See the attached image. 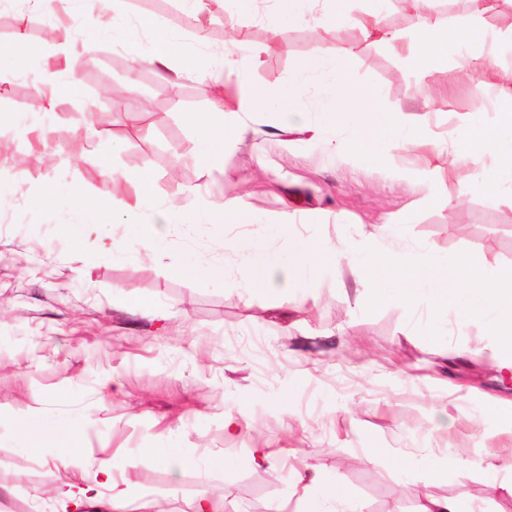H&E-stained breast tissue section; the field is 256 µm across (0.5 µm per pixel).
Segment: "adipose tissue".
<instances>
[{"label": "adipose tissue", "mask_w": 512, "mask_h": 512, "mask_svg": "<svg viewBox=\"0 0 512 512\" xmlns=\"http://www.w3.org/2000/svg\"><path fill=\"white\" fill-rule=\"evenodd\" d=\"M368 2L369 6L362 14L354 15L349 10L350 0H273L267 24L275 32L284 25L302 22L311 5L318 3L326 14L336 21L354 25L364 37L402 48L408 60L423 70L447 64L449 47L462 49L459 67L492 79L497 89L495 116L487 123L472 112L453 113V138L448 151L450 178L442 201L453 206L474 193L489 198L512 197V68H498L492 59L475 52L476 47L494 38L482 22L484 0H471V11L455 17L443 28L429 21L432 0H406L417 20V38L405 46L401 45L399 35L379 25V16L387 0ZM141 26L150 34L147 53L150 63L167 70L177 59L184 68L194 69L195 45L180 43L172 32L155 20H144ZM349 57V52L339 47L324 55L305 58L288 86L276 90L251 88L237 96L235 103L244 112H277L287 117L289 125L325 132L327 146L348 148L372 162L412 148L435 151L438 144L430 138L423 122L404 119L398 113L384 110L380 92L371 82L348 80ZM312 84L320 93L318 111L313 116L308 115L303 106L305 91ZM190 123L194 131L191 149L208 167L223 163L225 142L245 133L244 127L230 125L220 102L211 111L192 115ZM338 128L344 135L337 141L332 134ZM482 156L494 157L495 166H478L477 161ZM465 163L472 164L471 173L465 178H456V171ZM101 172L134 188L132 197L120 206L124 224L133 229L132 236L112 237L103 243L104 248L115 255L145 253L164 257L171 243L170 229L175 224L219 226L252 220L238 194L225 196L220 202L197 197L163 204L155 197V176L150 169L119 172L105 164ZM41 203L50 211L65 207L90 213L97 209L82 187H62L52 182L45 184ZM238 248L244 254L241 278L245 287L251 291L277 290L285 297L297 284L314 281L324 265L336 259L335 245L305 236L291 238L284 254L243 242ZM145 461L175 471L203 467L213 473L226 472L236 465L235 459L226 454L203 458L191 448L153 445L135 449L113 461H95L77 481L62 486L60 494L79 503L99 500L107 490L111 493L113 512H142L143 503L128 498L125 491L119 490L114 474ZM351 502V492L344 485L331 479H316L306 486L303 512H335L336 506L346 507Z\"/></svg>", "instance_id": "adipose-tissue-1"}]
</instances>
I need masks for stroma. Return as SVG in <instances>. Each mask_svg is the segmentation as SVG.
<instances>
[{
  "mask_svg": "<svg viewBox=\"0 0 512 512\" xmlns=\"http://www.w3.org/2000/svg\"><path fill=\"white\" fill-rule=\"evenodd\" d=\"M114 9L200 39L199 54L214 69L223 67L227 31L236 27L255 58L248 79L256 88L287 84L304 57L347 48L350 77L376 83L388 109L426 118L439 146L369 163L330 154L312 133L284 132L279 113L242 112L244 139L228 142L223 166L208 168L189 151L188 122L211 109L208 76L177 61L168 77L148 64L130 69L125 36L93 33V50L85 49L88 40L70 43V54L84 60L77 86L46 110L37 87L56 60L48 28L68 6L55 0L46 17L26 0L0 5V64L12 66L6 51L17 36L27 46L0 96V512H107L62 499L60 486L93 459L147 440L237 461L221 477L203 468L175 474L151 462L117 471L128 493L173 491L155 512H177L207 488L223 496L224 512H270L275 504L301 512L302 488L314 476L348 487L357 512H417L424 486L438 497L466 498L477 512H512V407L483 417L468 395L474 388L512 396V374L495 363V337L479 325L457 329L443 310L442 334L429 340L425 307L369 309L370 284L330 268L295 303L249 292L241 255L229 245L245 238L283 252L290 238L309 235L335 243L344 268L347 246L376 225L399 224L401 235L382 238L381 248L512 266V198L474 195L450 209L445 184L423 174L431 164L448 166L449 112L491 119V90L459 71L457 50H449L447 66L417 72L401 51L350 24L291 25L274 34L255 17L232 16L223 0H209L204 29L180 0H116ZM90 103L96 114H86ZM104 159L118 169H151L162 202L187 188L215 201L237 189L256 221L196 228L176 238L160 264L145 254L112 257L96 239L122 237L126 225H100L95 237L65 235L60 225L88 223V215L35 204L46 179L79 185L106 206L127 199L130 185L101 176ZM273 224L284 225L283 234L269 237ZM199 263L220 267L222 276L186 277L185 268ZM132 295L156 299L159 312L128 313L124 300ZM440 412L448 424L438 422ZM228 415L248 423L225 430ZM25 423L41 424L44 435L23 434ZM63 425L75 430L84 457L63 466L27 454L53 442ZM259 448L270 461H255ZM373 448L386 456L369 458ZM423 458L435 469L421 467ZM492 465L502 466L504 487L490 500Z\"/></svg>",
  "mask_w": 512,
  "mask_h": 512,
  "instance_id": "35a3bbf8",
  "label": "stroma"
}]
</instances>
